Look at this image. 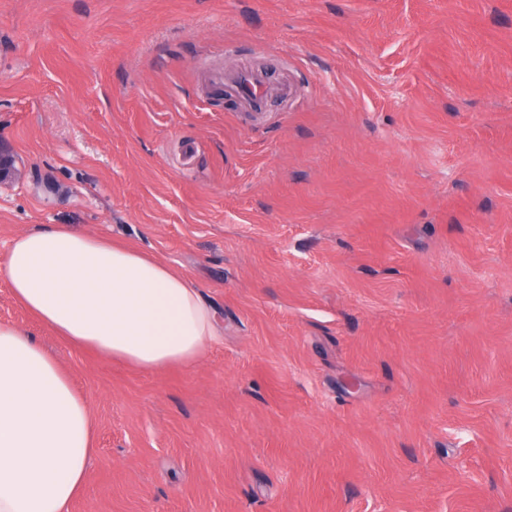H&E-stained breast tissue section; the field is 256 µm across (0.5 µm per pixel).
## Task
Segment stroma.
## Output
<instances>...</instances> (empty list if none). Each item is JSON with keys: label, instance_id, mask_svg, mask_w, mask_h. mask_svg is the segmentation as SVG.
I'll return each instance as SVG.
<instances>
[{"label": "stroma", "instance_id": "35a3bbf8", "mask_svg": "<svg viewBox=\"0 0 512 512\" xmlns=\"http://www.w3.org/2000/svg\"><path fill=\"white\" fill-rule=\"evenodd\" d=\"M0 154V260L66 224L217 311L141 371L0 278L90 401L70 512H512V0H0ZM213 79L224 85V93L236 98L243 107L259 109L264 97V83L260 75L247 73L226 77L223 71L213 74Z\"/></svg>", "mask_w": 512, "mask_h": 512}]
</instances>
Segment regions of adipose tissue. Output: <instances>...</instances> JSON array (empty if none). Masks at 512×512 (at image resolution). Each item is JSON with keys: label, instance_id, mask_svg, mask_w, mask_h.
<instances>
[{"label": "adipose tissue", "instance_id": "obj_1", "mask_svg": "<svg viewBox=\"0 0 512 512\" xmlns=\"http://www.w3.org/2000/svg\"><path fill=\"white\" fill-rule=\"evenodd\" d=\"M0 275L59 340L141 370L196 364L217 336L183 274L63 224L14 236ZM94 453L86 396L27 332L0 322V512H70Z\"/></svg>", "mask_w": 512, "mask_h": 512}]
</instances>
